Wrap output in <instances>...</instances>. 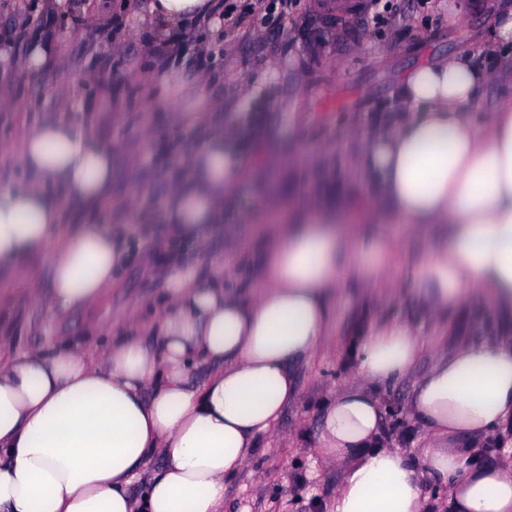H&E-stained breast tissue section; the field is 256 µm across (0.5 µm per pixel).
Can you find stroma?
I'll use <instances>...</instances> for the list:
<instances>
[{"instance_id":"obj_1","label":"stroma","mask_w":512,"mask_h":512,"mask_svg":"<svg viewBox=\"0 0 512 512\" xmlns=\"http://www.w3.org/2000/svg\"><path fill=\"white\" fill-rule=\"evenodd\" d=\"M90 2L95 17L89 21L79 14H56L50 0H0V38L18 30L40 36L64 61L37 75L0 72V84L11 85L16 98L15 105L0 106V148L48 117L123 144L150 138V150L138 165L118 161L112 195L131 194L140 171L154 172L157 182L143 200L152 211L161 206L168 176L186 172L190 146L227 114L267 134L276 157L267 177L239 192L225 209L223 225L200 243L176 238L165 224L130 223L126 210L116 205L96 212L94 222L126 249L127 258L92 309L48 317L23 283L1 272L0 337L14 352L63 338L89 353L120 334L128 310L150 321L165 300L166 270L173 259L194 264L203 274L210 257L223 256L236 270L227 287L252 298L253 272L273 221L258 203L266 191L287 204L314 192L347 198L353 206L348 224L361 225L368 194L351 166L359 144L349 137V128L394 118L399 80L419 64L464 49L458 28L474 37L486 33L496 0H465L458 27L448 23L456 0H275L270 23H223L211 34L204 58L177 56L165 63L159 58L161 43L149 37L143 23L148 0ZM198 68L209 77L207 120L192 126L186 117L199 103L190 76ZM148 71L164 74V83L147 84ZM89 72L98 74L96 83H83ZM59 85L73 87V94L57 96L53 89ZM313 149L319 155L306 163L302 153ZM238 233L249 245L230 251ZM447 233L444 224L404 232L403 246L413 261L402 273L398 298L377 304L354 281L331 296L325 346L296 366L297 398L278 424L258 437L243 470L226 482L224 512H318V503L335 494L344 466L322 463L316 448L326 407L337 391L360 381L350 350L364 331L411 320L426 343L415 374L427 369L434 348L449 350L463 340L505 334V322L479 298L432 318L420 309L415 280L421 239ZM413 383L408 377L379 392L386 411L383 433L391 446L408 453L429 440L408 413Z\"/></svg>"}]
</instances>
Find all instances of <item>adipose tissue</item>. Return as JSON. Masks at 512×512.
<instances>
[{"instance_id": "obj_1", "label": "adipose tissue", "mask_w": 512, "mask_h": 512, "mask_svg": "<svg viewBox=\"0 0 512 512\" xmlns=\"http://www.w3.org/2000/svg\"><path fill=\"white\" fill-rule=\"evenodd\" d=\"M213 15V0H150L147 12L168 41ZM494 79L465 50L424 63L398 85L402 120L350 131L374 220L450 227L423 241L416 287L432 314L477 292L489 311L512 314V96L485 102ZM254 136L231 114L191 148L189 174L170 181L162 211L177 237L202 241L223 223ZM145 150L55 118L26 131L17 157L27 178L0 184V270L20 274L50 316L90 308L111 288L124 253L87 216L112 197L115 159ZM66 206L82 221L60 240ZM349 210L311 194L303 216L269 235L252 299L225 288L234 273L223 259H211L205 279L176 263L152 321L127 313L122 335L92 356L61 340L0 359V512H222L226 479L295 396V365L323 344L332 290L352 279L378 301L395 294L399 243L385 230L347 228ZM34 255L46 258L47 277L27 269ZM423 348L404 319L359 336L362 382L337 392L318 441L324 462L346 465L326 512H429L423 472L446 489L448 512H512V461L481 452L512 435V340L436 356L409 402L433 440L411 456L386 445L376 392L407 375ZM200 363L213 371L199 385L191 371ZM158 454L163 465L149 470Z\"/></svg>"}]
</instances>
